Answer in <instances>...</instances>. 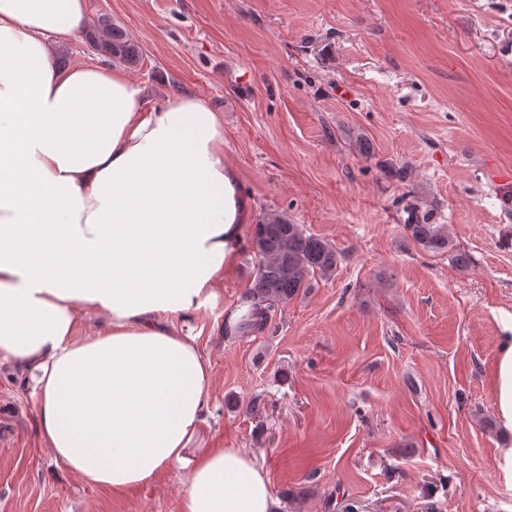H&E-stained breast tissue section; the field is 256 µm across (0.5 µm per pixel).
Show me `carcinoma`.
I'll return each mask as SVG.
<instances>
[{
    "label": "carcinoma",
    "instance_id": "cac0c4a2",
    "mask_svg": "<svg viewBox=\"0 0 512 512\" xmlns=\"http://www.w3.org/2000/svg\"><path fill=\"white\" fill-rule=\"evenodd\" d=\"M88 46L96 53L128 65H137L141 49L107 15L84 31ZM405 225L413 240L432 253H451L456 264L469 265L466 255L454 249L445 225L435 224L429 212L412 205ZM253 278L240 299L241 313L224 321L228 337L257 336L268 327L279 307L309 295L321 281L336 274L341 254L325 240L296 224L288 216L269 212L255 225L248 251Z\"/></svg>",
    "mask_w": 512,
    "mask_h": 512
}]
</instances>
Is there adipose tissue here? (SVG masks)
<instances>
[{
    "instance_id": "adipose-tissue-1",
    "label": "adipose tissue",
    "mask_w": 512,
    "mask_h": 512,
    "mask_svg": "<svg viewBox=\"0 0 512 512\" xmlns=\"http://www.w3.org/2000/svg\"><path fill=\"white\" fill-rule=\"evenodd\" d=\"M85 0H0V363L23 373L54 463L126 493L183 462L211 367L177 321L216 303L249 216L224 121L181 92L148 106L120 69L62 68ZM105 315L76 337L79 312ZM494 394L512 434V315ZM237 448L193 461L179 512H278Z\"/></svg>"
}]
</instances>
